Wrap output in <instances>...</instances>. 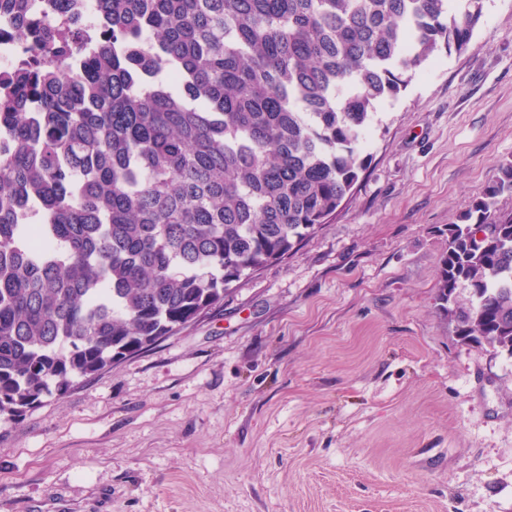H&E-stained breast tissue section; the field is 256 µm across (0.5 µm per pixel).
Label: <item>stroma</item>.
Returning <instances> with one entry per match:
<instances>
[{"label": "stroma", "mask_w": 512, "mask_h": 512, "mask_svg": "<svg viewBox=\"0 0 512 512\" xmlns=\"http://www.w3.org/2000/svg\"><path fill=\"white\" fill-rule=\"evenodd\" d=\"M366 169L220 306L0 422V512H512V356L437 301L512 162V0L383 102Z\"/></svg>", "instance_id": "1"}]
</instances>
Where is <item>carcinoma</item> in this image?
I'll return each mask as SVG.
<instances>
[{
    "instance_id": "1",
    "label": "carcinoma",
    "mask_w": 512,
    "mask_h": 512,
    "mask_svg": "<svg viewBox=\"0 0 512 512\" xmlns=\"http://www.w3.org/2000/svg\"><path fill=\"white\" fill-rule=\"evenodd\" d=\"M29 0H0L24 26ZM0 70V420L135 355L288 255L365 171L380 102L483 0H53ZM512 162L448 226L438 300L512 357ZM470 288V297L457 294ZM30 4L26 23L27 32L32 29L49 32L62 26L64 20L46 0H30Z\"/></svg>"
}]
</instances>
